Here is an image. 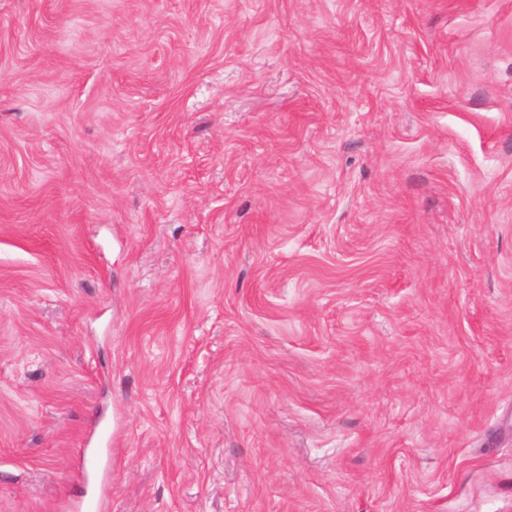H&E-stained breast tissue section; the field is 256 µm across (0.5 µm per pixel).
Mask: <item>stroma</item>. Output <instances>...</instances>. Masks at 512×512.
<instances>
[{"label":"stroma","mask_w":512,"mask_h":512,"mask_svg":"<svg viewBox=\"0 0 512 512\" xmlns=\"http://www.w3.org/2000/svg\"><path fill=\"white\" fill-rule=\"evenodd\" d=\"M512 512V0H0V512ZM89 442L86 443V448L80 449L84 461L83 478L87 487H93L92 494L83 502L75 507L76 511L80 512H95L102 510L105 502L104 486L106 479L112 470L107 461L101 464L100 455L88 448Z\"/></svg>","instance_id":"stroma-1"}]
</instances>
